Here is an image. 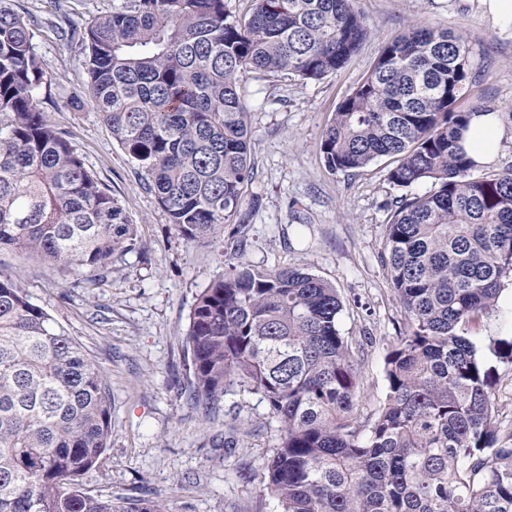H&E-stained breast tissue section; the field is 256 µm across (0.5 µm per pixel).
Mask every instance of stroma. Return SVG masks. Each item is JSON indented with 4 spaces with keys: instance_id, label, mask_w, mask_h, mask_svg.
Returning a JSON list of instances; mask_svg holds the SVG:
<instances>
[{
    "instance_id": "1",
    "label": "stroma",
    "mask_w": 512,
    "mask_h": 512,
    "mask_svg": "<svg viewBox=\"0 0 512 512\" xmlns=\"http://www.w3.org/2000/svg\"><path fill=\"white\" fill-rule=\"evenodd\" d=\"M125 0H14L35 21L34 50L48 82L40 89L51 124L137 228L134 249L99 282L60 275L41 260L0 250V275L12 277L104 371L112 398V436L85 489L113 498L163 501L169 512H277L263 491V460L279 441L258 396L236 390L210 407L191 398L189 315L198 295L222 279L235 253L261 268H297L328 281L343 302L340 330L359 349V402L370 416L385 399L384 359L403 329V310L385 266L384 226L396 199L432 189H402L387 179L389 158L355 173L330 172L320 141L338 105L370 72L383 44L415 25L465 35L478 73L457 108L498 112L512 127V32L485 18L481 0H352L372 34L347 65L318 81L248 74L241 94L250 112L256 199L245 234L228 224L212 239L187 240L170 223L149 180L113 140L84 94L85 51L57 27L91 25ZM469 336L492 366L494 403L512 422V364L486 349L512 337V284L497 312Z\"/></svg>"
}]
</instances>
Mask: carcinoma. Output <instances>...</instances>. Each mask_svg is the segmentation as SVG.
Returning a JSON list of instances; mask_svg holds the SVG:
<instances>
[{
    "label": "carcinoma",
    "instance_id": "cac0c4a2",
    "mask_svg": "<svg viewBox=\"0 0 512 512\" xmlns=\"http://www.w3.org/2000/svg\"><path fill=\"white\" fill-rule=\"evenodd\" d=\"M127 0L84 30L58 28L86 54V92L112 138L150 180L188 240L246 227L254 178L249 73L321 80L370 36L351 0ZM34 31L0 0V249L66 272L103 275L132 250L135 227L41 109L46 73ZM472 83L467 39L412 27L381 48L339 105L320 152L333 171L380 157L400 197L384 229L404 331L385 358L387 393L370 419L353 341L327 281L236 257L190 315L194 392L208 406L238 388L259 396L280 431L263 491L279 512H512V427L467 336L512 282V164L479 176L455 110ZM488 350L512 363V339ZM104 373L11 278L0 276V512H168L152 499L115 503L79 478L111 437Z\"/></svg>",
    "mask_w": 512,
    "mask_h": 512
}]
</instances>
